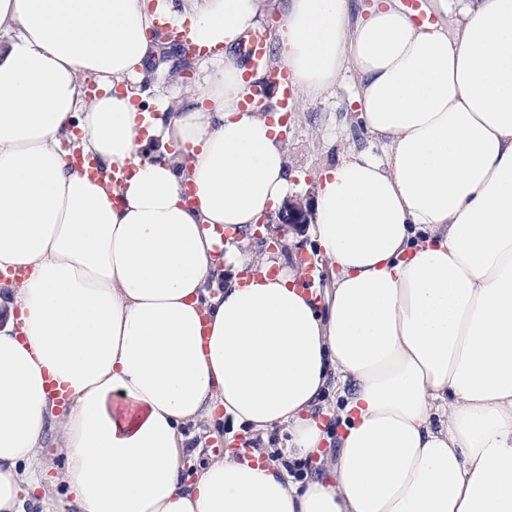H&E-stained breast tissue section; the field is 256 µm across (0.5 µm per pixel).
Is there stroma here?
I'll return each instance as SVG.
<instances>
[{
    "instance_id": "1",
    "label": "stroma",
    "mask_w": 512,
    "mask_h": 512,
    "mask_svg": "<svg viewBox=\"0 0 512 512\" xmlns=\"http://www.w3.org/2000/svg\"><path fill=\"white\" fill-rule=\"evenodd\" d=\"M356 92V75L349 65L344 79L323 95L297 96L287 136L288 164L296 175L295 200L312 201L320 172L339 163L346 151L381 152V145L358 123ZM186 435L182 463L185 472L191 473L216 458V446L230 439L239 440L246 432L227 420L221 424L188 427Z\"/></svg>"
}]
</instances>
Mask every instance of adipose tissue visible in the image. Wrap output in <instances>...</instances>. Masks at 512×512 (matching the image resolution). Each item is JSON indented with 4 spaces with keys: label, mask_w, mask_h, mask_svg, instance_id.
Returning <instances> with one entry per match:
<instances>
[{
    "label": "adipose tissue",
    "mask_w": 512,
    "mask_h": 512,
    "mask_svg": "<svg viewBox=\"0 0 512 512\" xmlns=\"http://www.w3.org/2000/svg\"><path fill=\"white\" fill-rule=\"evenodd\" d=\"M268 8L0 0V270L20 274L0 313V512H23L51 440L75 512H512V0H480L455 38L399 0L355 23L350 0H287L297 92L352 64L384 149L317 179L319 304L239 239L294 190L281 126L243 106L226 55ZM161 22L213 54L148 111ZM77 130L103 179L62 149ZM220 412L288 432L322 471L295 479L259 448L184 474L187 426Z\"/></svg>",
    "instance_id": "1"
}]
</instances>
